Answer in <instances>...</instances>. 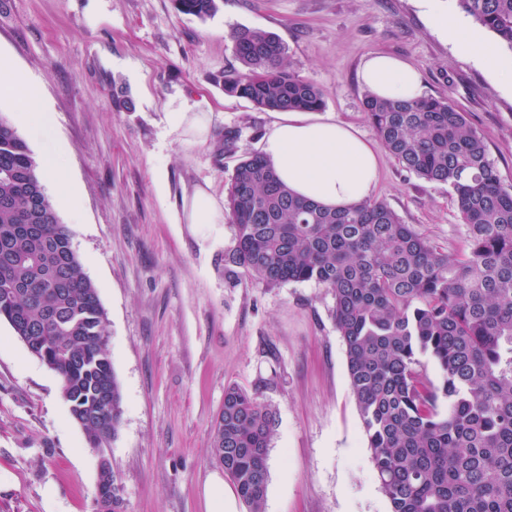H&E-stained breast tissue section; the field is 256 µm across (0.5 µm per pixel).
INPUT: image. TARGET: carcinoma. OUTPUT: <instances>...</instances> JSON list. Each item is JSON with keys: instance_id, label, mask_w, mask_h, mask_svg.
I'll list each match as a JSON object with an SVG mask.
<instances>
[{"instance_id": "1", "label": "carcinoma", "mask_w": 512, "mask_h": 512, "mask_svg": "<svg viewBox=\"0 0 512 512\" xmlns=\"http://www.w3.org/2000/svg\"><path fill=\"white\" fill-rule=\"evenodd\" d=\"M206 19L219 0H173ZM512 51V0H456ZM241 67L224 92L263 112H315L320 88L290 69L275 34L231 32ZM362 110L406 170L450 190L466 249L445 252L383 200L331 210L294 195L259 153L238 162L227 196L236 243L224 267L267 286L330 290L350 388L391 512H512V187L483 135L448 100H383ZM40 162L0 115V320L47 358L89 447L103 450L123 414L106 313L82 270ZM441 376L431 379L422 358ZM448 401L442 411L440 400ZM274 410L229 386L211 454L246 512H264ZM97 499L122 500L108 460Z\"/></svg>"}]
</instances>
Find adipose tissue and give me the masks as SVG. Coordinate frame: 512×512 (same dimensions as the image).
Segmentation results:
<instances>
[{
    "label": "adipose tissue",
    "instance_id": "obj_1",
    "mask_svg": "<svg viewBox=\"0 0 512 512\" xmlns=\"http://www.w3.org/2000/svg\"><path fill=\"white\" fill-rule=\"evenodd\" d=\"M433 23L449 37L457 53L475 57L485 69L497 72L504 84L512 86V69L501 70L495 47L478 41L461 19L437 12ZM360 79L370 92L382 98L411 101L423 96L420 68L399 57L368 55ZM0 89L24 94L26 105L19 119L45 143L42 165L46 176L60 178L53 120L42 110L37 89L2 79ZM261 154L292 192L328 208H346L371 199L378 179L379 153L371 142L351 125L314 119L305 112L280 113L263 139ZM184 221L225 223L224 205L208 190L196 189L184 202Z\"/></svg>",
    "mask_w": 512,
    "mask_h": 512
}]
</instances>
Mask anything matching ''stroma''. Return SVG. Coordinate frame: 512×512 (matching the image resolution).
Segmentation results:
<instances>
[{"mask_svg": "<svg viewBox=\"0 0 512 512\" xmlns=\"http://www.w3.org/2000/svg\"><path fill=\"white\" fill-rule=\"evenodd\" d=\"M433 9L459 12L455 0H221L201 20L172 0H0V60L39 89L77 193L73 209L45 183L106 312L123 408L116 437L89 448L57 376L0 321V512H95L103 455L125 512H211L205 489L224 470L211 459L210 428L231 385L276 413L265 512H389L329 290L227 272L233 224L205 229L182 216L196 188L226 197L273 120L224 91L225 71L238 65L230 33L242 26L277 34L291 69L322 89L319 118L350 122L374 144L363 59L384 52L415 63L426 95L465 112L512 186V90L454 51ZM118 87L132 110L114 106ZM183 107L211 113L206 142L168 125L167 112ZM373 196L442 250L463 248L447 186L385 151Z\"/></svg>", "mask_w": 512, "mask_h": 512, "instance_id": "35a3bbf8", "label": "stroma"}]
</instances>
